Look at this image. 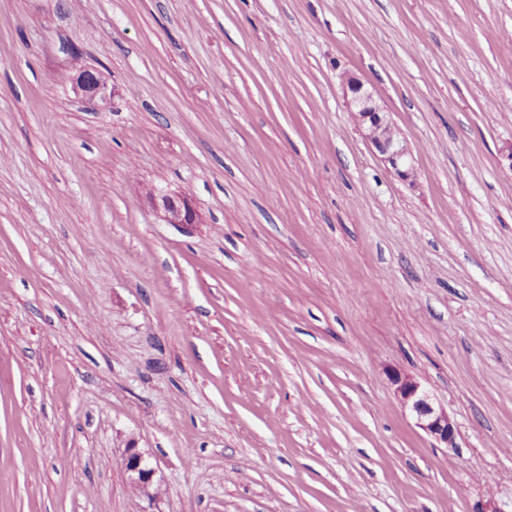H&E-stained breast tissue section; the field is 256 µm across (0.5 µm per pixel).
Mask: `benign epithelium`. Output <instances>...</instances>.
<instances>
[{"label": "benign epithelium", "instance_id": "benign-epithelium-1", "mask_svg": "<svg viewBox=\"0 0 512 512\" xmlns=\"http://www.w3.org/2000/svg\"><path fill=\"white\" fill-rule=\"evenodd\" d=\"M74 89L91 103H107L112 91L97 72L86 66H76L68 76ZM343 97L351 112L355 127L377 151L386 168L402 180L415 177L413 156L406 139L396 134L397 127L389 112L380 105L364 83L348 71L340 75ZM154 207L162 213L167 224H194L197 213L192 199L186 195H162L152 198ZM398 400L411 412L415 424L432 440L448 448L455 447L457 427L448 412L433 404L430 395L413 376L401 372L389 374ZM128 483L136 494L153 501L160 495V480L156 469L142 452L128 448L124 455Z\"/></svg>", "mask_w": 512, "mask_h": 512}]
</instances>
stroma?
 I'll list each match as a JSON object with an SVG mask.
<instances>
[{
    "label": "stroma",
    "instance_id": "obj_1",
    "mask_svg": "<svg viewBox=\"0 0 512 512\" xmlns=\"http://www.w3.org/2000/svg\"><path fill=\"white\" fill-rule=\"evenodd\" d=\"M511 151L512 0H0V512H512ZM68 79L77 93L88 102L106 104L112 98V91L108 90L98 73L86 66H75ZM343 97L355 127L377 151L386 168L402 180L415 177L413 156L406 139L397 135V127L389 112L380 105L364 83L348 71L340 75ZM154 207L162 213L168 224H194L197 213L192 199L186 195H162L151 198ZM398 400L411 412L415 424L437 444L455 448L457 427L448 412L436 407L430 395L413 376L401 372L389 374ZM124 468L128 483L135 489L139 497L149 501L159 497L161 485L160 480L156 478V469L137 448L126 449Z\"/></svg>",
    "mask_w": 512,
    "mask_h": 512
}]
</instances>
